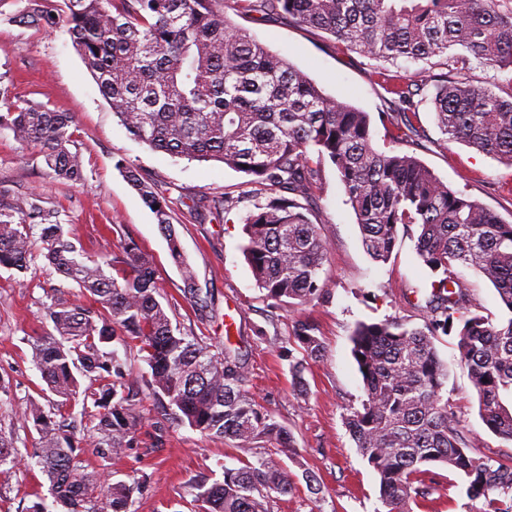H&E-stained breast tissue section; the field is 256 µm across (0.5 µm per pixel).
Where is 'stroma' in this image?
Returning <instances> with one entry per match:
<instances>
[{
    "label": "stroma",
    "instance_id": "stroma-1",
    "mask_svg": "<svg viewBox=\"0 0 512 512\" xmlns=\"http://www.w3.org/2000/svg\"><path fill=\"white\" fill-rule=\"evenodd\" d=\"M26 0H0V88L54 112L73 117L74 145L84 160V179L61 184L38 149L0 131V196L18 203L40 194L62 213L64 230L89 252H119L133 238L150 259L161 300L184 331L209 344L232 342L247 358L252 396L295 437L286 464L296 489L272 496L268 512H379V481L362 458L345 424L364 397L362 377L352 356L350 336L357 323L388 318L421 327L430 314L423 303L433 275L415 251L416 229L403 228L387 263L367 254L356 215L337 171L324 164L308 199L310 218L328 244L321 273L323 292L302 306L267 299L241 250L243 219L272 198L271 190L219 162H198L151 149L135 139L102 97L75 50L62 0H47L59 20L37 31L16 21ZM224 14L273 52L303 70L326 94L368 112L376 149L394 144L378 115L390 96L375 72L376 61L340 50L334 38L283 19L237 15L233 0ZM412 121L423 134L417 157L455 192L478 200L512 222V167L461 142L446 141L430 106H420ZM130 167L153 178L166 198L183 255L198 288L197 302L182 293L181 270L170 254L156 220L120 172ZM223 200L220 209L211 208ZM81 301L78 286L57 274L42 255L25 273L0 268V436L17 448V467L0 468V512H32L48 495V483L35 464L40 436L21 412L29 402L48 406V391L33 361L38 336L51 329L46 307L52 298ZM235 309L236 331L224 333V315ZM314 323L323 343L320 358L304 372L305 387L293 379L291 364L302 351L292 336L296 320ZM456 333L438 334L435 347L448 365L447 396L460 425L473 439L478 456L512 453V445L488 430L466 368L458 358ZM136 413L143 418L136 447L119 457L97 454L85 445L95 470L112 481L140 483L133 512H202L197 484L222 480L225 468L255 459L264 441L252 448L212 439L165 414L148 390H141ZM322 487L311 495L307 476ZM427 498L410 512H485L486 502L467 496L463 478L445 467L422 476Z\"/></svg>",
    "mask_w": 512,
    "mask_h": 512
}]
</instances>
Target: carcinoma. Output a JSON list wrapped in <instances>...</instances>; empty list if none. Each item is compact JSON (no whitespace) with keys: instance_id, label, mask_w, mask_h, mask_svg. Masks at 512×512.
I'll return each instance as SVG.
<instances>
[{"instance_id":"1","label":"carcinoma","mask_w":512,"mask_h":512,"mask_svg":"<svg viewBox=\"0 0 512 512\" xmlns=\"http://www.w3.org/2000/svg\"><path fill=\"white\" fill-rule=\"evenodd\" d=\"M243 15L280 16L334 37L337 46L382 63H422L418 82L377 71L392 95L379 120L394 129L405 151L380 152L372 119L325 94L308 75L271 52L224 16V0H64L72 43L103 98L129 133L154 150L215 161L289 196L256 206L244 218L243 252L266 297L308 303L321 294L328 246L298 198L316 184L320 165L335 166L372 259L386 262L398 227H417L415 247L437 278L422 328L401 320L360 323L352 355L364 382L361 408L346 424L379 478L384 512H409L427 495L419 479L443 465L463 476L466 493L484 498L488 512H512V457L477 458L473 441L444 396L448 368L434 345L437 332L456 328L460 362L468 369L480 416L512 444V224L480 202L448 189L411 151L419 130L410 114L424 103L450 141L463 142L512 166V0H234ZM19 22L47 30L55 18L45 0H26ZM477 63L504 76L500 96L460 74ZM72 116L25 99L0 105V130L35 147L62 184L84 178L73 149ZM125 176L155 216L171 256L182 269L183 295L196 298L171 210L155 183ZM39 235H33L34 229ZM75 282L93 303L56 298L48 306L52 331L37 339L34 362L59 398L47 412L31 403L22 417L41 446L36 465L50 483L52 506L65 512H129L138 487L104 483L89 467L77 437L97 433L102 455L134 447L143 418L133 412L139 392L108 344L139 347L147 385L175 418L217 440L267 452L224 478L198 485L206 512H267L266 499L295 490L281 455L294 447L290 429L249 394L241 351L214 349L173 323L158 299L148 259L127 238L122 251L101 257L72 241L38 195L14 210L0 204V267L23 272L34 249ZM117 276L106 274L105 268ZM482 274L505 315L492 320L471 310L458 269ZM293 336L304 358L321 356L315 325L299 319ZM89 380L81 387L80 378ZM81 410H76V405ZM50 506V507H52ZM44 503L36 512H49Z\"/></svg>"}]
</instances>
